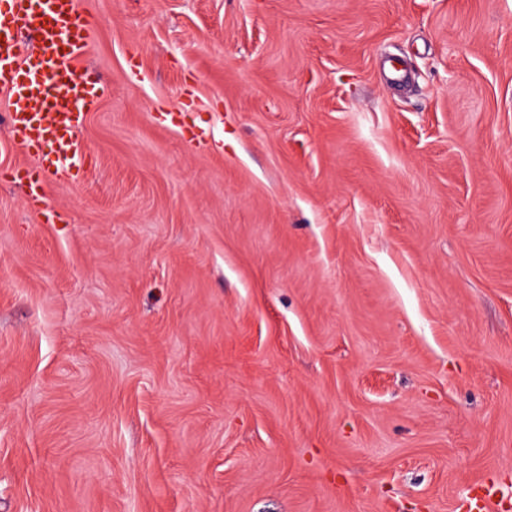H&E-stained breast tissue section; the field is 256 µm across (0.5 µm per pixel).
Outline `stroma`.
Listing matches in <instances>:
<instances>
[{"instance_id":"35a3bbf8","label":"stroma","mask_w":512,"mask_h":512,"mask_svg":"<svg viewBox=\"0 0 512 512\" xmlns=\"http://www.w3.org/2000/svg\"><path fill=\"white\" fill-rule=\"evenodd\" d=\"M79 7L52 211L0 122V512L511 497L512 0Z\"/></svg>"}]
</instances>
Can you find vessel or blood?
<instances>
[{"label": "vessel or blood", "mask_w": 512, "mask_h": 512, "mask_svg": "<svg viewBox=\"0 0 512 512\" xmlns=\"http://www.w3.org/2000/svg\"><path fill=\"white\" fill-rule=\"evenodd\" d=\"M99 26L77 0H0V85L9 92L11 139L42 164L39 178L18 169L29 195L47 202L51 182L77 176V134L101 96L80 74Z\"/></svg>", "instance_id": "vessel-or-blood-1"}]
</instances>
